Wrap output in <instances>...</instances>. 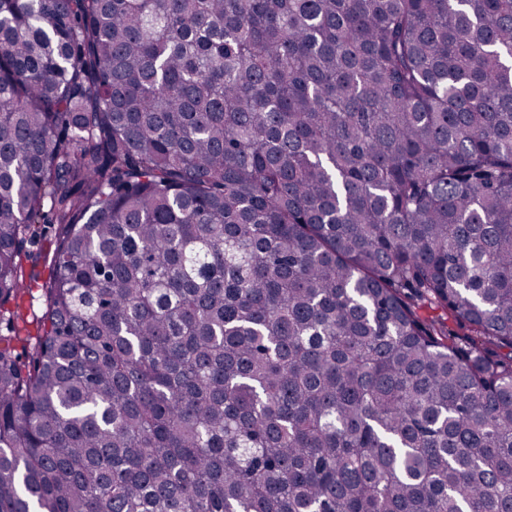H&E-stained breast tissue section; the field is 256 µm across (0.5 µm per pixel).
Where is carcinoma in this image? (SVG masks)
Masks as SVG:
<instances>
[{
  "label": "carcinoma",
  "mask_w": 512,
  "mask_h": 512,
  "mask_svg": "<svg viewBox=\"0 0 512 512\" xmlns=\"http://www.w3.org/2000/svg\"><path fill=\"white\" fill-rule=\"evenodd\" d=\"M38 224L0 512H512V0H0ZM37 236L32 237L26 244L28 258L26 261V269L28 273H32L35 280L41 283L47 279L50 273V260L52 256L51 230L48 224H38ZM27 284L30 289L25 291L19 302L24 313L28 316V321L33 322L42 315L44 304L41 291L36 287V282L32 280L31 283L28 282Z\"/></svg>",
  "instance_id": "1"
}]
</instances>
